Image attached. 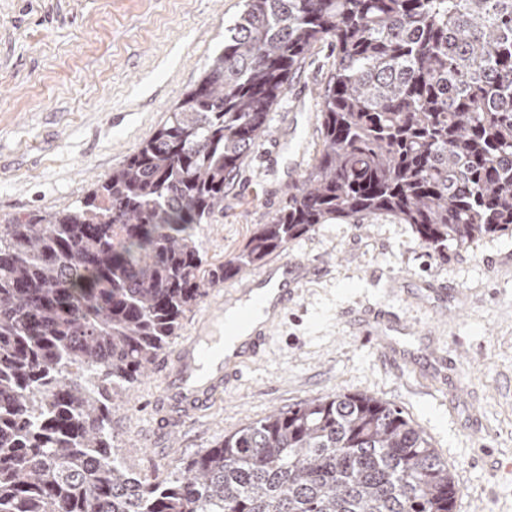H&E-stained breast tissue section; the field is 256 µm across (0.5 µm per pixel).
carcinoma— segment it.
<instances>
[{
	"label": "carcinoma",
	"mask_w": 512,
	"mask_h": 512,
	"mask_svg": "<svg viewBox=\"0 0 512 512\" xmlns=\"http://www.w3.org/2000/svg\"><path fill=\"white\" fill-rule=\"evenodd\" d=\"M323 138L288 204L205 265L194 229L318 44ZM390 217L445 255L512 231V0H245L154 135L66 210L0 224V512H455L425 430L375 396L313 397L157 483L108 431L208 289L318 224Z\"/></svg>",
	"instance_id": "carcinoma-1"
}]
</instances>
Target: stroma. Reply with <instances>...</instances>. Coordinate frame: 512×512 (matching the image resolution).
Wrapping results in <instances>:
<instances>
[{
	"label": "stroma",
	"instance_id": "1",
	"mask_svg": "<svg viewBox=\"0 0 512 512\" xmlns=\"http://www.w3.org/2000/svg\"><path fill=\"white\" fill-rule=\"evenodd\" d=\"M243 0H0V223L83 198L149 139L224 45ZM333 58L317 46L289 80L268 130L224 189V209L196 237L207 262L237 254L283 208L321 147L320 92ZM288 260L322 266L267 352L196 418L158 421L163 381L149 369L112 406L110 431L127 472L166 479L224 433L301 400L367 394L397 406L447 460L456 512H512V234L423 248L390 219L320 224ZM445 285V307L427 288ZM388 303L411 329L412 365L394 369L355 336L349 317ZM457 360L446 382L429 353Z\"/></svg>",
	"mask_w": 512,
	"mask_h": 512
}]
</instances>
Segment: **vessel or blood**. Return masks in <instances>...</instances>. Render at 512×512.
<instances>
[{
    "instance_id": "1",
    "label": "vessel or blood",
    "mask_w": 512,
    "mask_h": 512,
    "mask_svg": "<svg viewBox=\"0 0 512 512\" xmlns=\"http://www.w3.org/2000/svg\"><path fill=\"white\" fill-rule=\"evenodd\" d=\"M312 263L283 261L269 266L261 275L239 283L230 299H219L213 309L200 316L191 336L163 360L165 386L158 401L159 412H172L181 418H193L208 409L224 389L240 375L244 363L261 357L269 343L272 328L304 280L314 272ZM249 300L260 307L264 318L247 338L233 350H226L227 340L216 323L224 317L228 300ZM363 340L379 345L384 360L400 366L404 351L387 340V332L407 335L409 328L396 312L372 308L356 321Z\"/></svg>"
}]
</instances>
